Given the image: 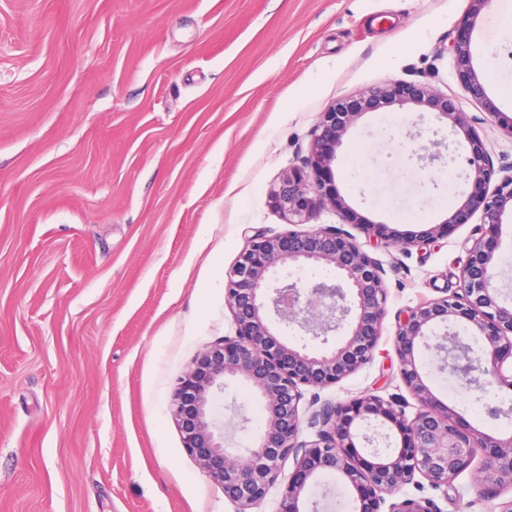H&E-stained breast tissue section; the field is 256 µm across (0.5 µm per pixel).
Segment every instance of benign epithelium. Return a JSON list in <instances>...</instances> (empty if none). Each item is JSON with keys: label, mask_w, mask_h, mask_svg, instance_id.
<instances>
[{"label": "benign epithelium", "mask_w": 512, "mask_h": 512, "mask_svg": "<svg viewBox=\"0 0 512 512\" xmlns=\"http://www.w3.org/2000/svg\"><path fill=\"white\" fill-rule=\"evenodd\" d=\"M450 46L463 93L478 101L489 118L500 117L472 63L470 30L474 16L489 0H471ZM397 105L436 111L462 130L470 144L466 179L473 190L453 214L419 234L401 237L382 223L359 224L365 236L384 247L427 245L481 213V234L460 266V288L395 315L391 336L401 378L418 403L408 415L406 403L366 393L350 400L304 402V389L340 383L372 362L388 316L384 269L341 226H297L332 210L341 220L357 221L349 205L331 187L337 148L358 119ZM499 184L488 191L493 160L455 99L420 81L383 83L350 100H339L320 113L311 131L308 154L288 168L270 199L296 229L269 236L252 229L225 285V303L235 333L207 346L178 379L173 414L183 447L199 468L224 491L235 512H250L271 489H280L278 512H304L307 492L317 476L330 473L350 492L354 512H442L426 496L394 501L405 486L448 496L454 481L474 472L478 499L491 502L512 490V434L498 437L472 426L443 403L424 380L417 350L434 347L448 354L451 371L464 386L512 390V301L501 299L495 285V252L506 212H512V165H503ZM286 266H324L336 279L305 284L273 278ZM296 328L320 341L292 343L274 324ZM462 324L479 341L478 352L451 331ZM444 327L439 335L436 329ZM245 381L261 399L264 429L247 448H231L213 415L224 381ZM313 431L308 440L304 431ZM482 463L473 467L476 453ZM291 472L283 473L287 460Z\"/></svg>", "instance_id": "benign-epithelium-1"}]
</instances>
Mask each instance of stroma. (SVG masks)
<instances>
[{
  "label": "stroma",
  "mask_w": 512,
  "mask_h": 512,
  "mask_svg": "<svg viewBox=\"0 0 512 512\" xmlns=\"http://www.w3.org/2000/svg\"><path fill=\"white\" fill-rule=\"evenodd\" d=\"M470 0H0V512H235L188 455L176 380L233 335L226 273L245 232L284 233L269 191L306 155L320 112L385 82L458 97L495 166L512 135L462 94L448 45ZM489 0L470 34L475 70L512 117V48ZM461 130L426 108L361 117L338 149L337 192L404 234L447 219L471 189L458 170L407 159ZM473 216L420 250L378 247L387 329L372 363L321 399H409L390 329L399 311L459 288ZM433 392L473 426L512 432V392ZM258 395L228 381L214 411L230 446L263 425ZM353 512L339 479L309 491Z\"/></svg>",
  "instance_id": "1"
}]
</instances>
